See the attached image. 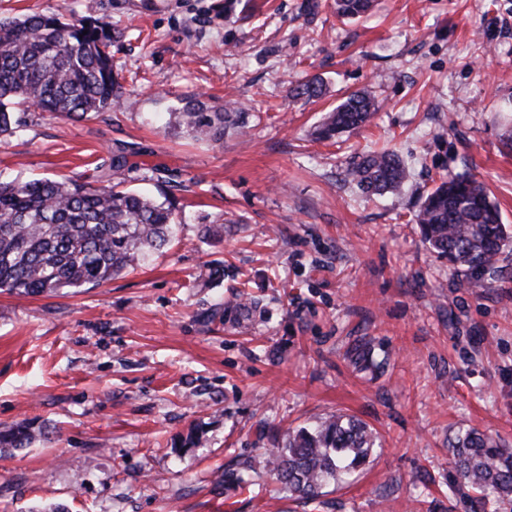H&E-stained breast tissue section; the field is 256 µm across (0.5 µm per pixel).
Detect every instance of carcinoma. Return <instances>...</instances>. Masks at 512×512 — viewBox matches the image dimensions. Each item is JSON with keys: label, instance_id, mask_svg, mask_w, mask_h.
<instances>
[{"label": "carcinoma", "instance_id": "cac0c4a2", "mask_svg": "<svg viewBox=\"0 0 512 512\" xmlns=\"http://www.w3.org/2000/svg\"><path fill=\"white\" fill-rule=\"evenodd\" d=\"M372 0H335L336 14L367 13ZM111 26L61 14L33 13L0 19V135L20 126L18 105L34 106L67 118L107 112L122 96L112 69ZM307 98L320 97L323 84L311 78L293 88ZM378 112L374 99L354 93L318 126L320 139L358 128ZM179 117L194 136L214 143L226 129L239 127L235 106L213 111L196 95ZM406 162L391 148L361 152L345 170L346 183L367 195L404 185ZM429 249L448 260L463 284L479 291L490 282L512 279L504 265L512 234L498 205L473 174H442L424 195L416 215ZM172 209L165 203L98 180H0V291L40 296L100 285L140 266L168 246L174 236ZM355 364L379 370L386 364L370 348L356 351ZM35 439L22 422L0 432V448H24ZM375 439L352 417L331 416L288 434L269 458L271 471L299 499L316 498L323 486L346 479L368 462ZM456 459L458 483L489 501L512 504V448L492 435L469 429L448 442Z\"/></svg>", "mask_w": 512, "mask_h": 512}]
</instances>
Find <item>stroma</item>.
<instances>
[{
  "mask_svg": "<svg viewBox=\"0 0 512 512\" xmlns=\"http://www.w3.org/2000/svg\"><path fill=\"white\" fill-rule=\"evenodd\" d=\"M307 2L0 0L2 19L110 22L123 91L86 119L25 108L0 174L105 176L168 199L177 222L169 246L102 285L0 293V431H43L0 456V512H471L449 439L478 428L512 448V280L464 288L415 220L439 173L467 171L512 225V0H377L357 20ZM312 75L326 95L292 96ZM363 89L370 124L313 136ZM198 93L241 104L246 134L177 128ZM385 145L408 182L381 197L344 184L355 151ZM241 291L256 307H225ZM367 342L384 373L352 361ZM332 414L376 433L369 461L293 499L268 454Z\"/></svg>",
  "mask_w": 512,
  "mask_h": 512,
  "instance_id": "35a3bbf8",
  "label": "stroma"
}]
</instances>
